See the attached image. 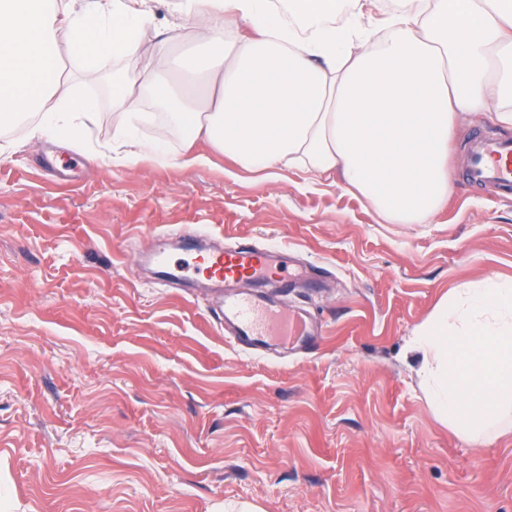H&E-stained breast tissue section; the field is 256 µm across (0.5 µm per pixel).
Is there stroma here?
I'll return each mask as SVG.
<instances>
[{
  "mask_svg": "<svg viewBox=\"0 0 512 512\" xmlns=\"http://www.w3.org/2000/svg\"><path fill=\"white\" fill-rule=\"evenodd\" d=\"M143 45L191 37L150 0ZM112 61L80 140L0 134V470L14 512H512V435L475 447L429 408L405 347L451 289L512 278V199L462 176L491 113L448 147L452 189L428 224L386 222L301 172L223 155L183 168L108 160ZM285 253L301 279L263 294L311 312L307 353L251 357L204 288L138 264L159 232Z\"/></svg>",
  "mask_w": 512,
  "mask_h": 512,
  "instance_id": "stroma-1",
  "label": "stroma"
}]
</instances>
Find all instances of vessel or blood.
<instances>
[{
  "instance_id": "1",
  "label": "vessel or blood",
  "mask_w": 512,
  "mask_h": 512,
  "mask_svg": "<svg viewBox=\"0 0 512 512\" xmlns=\"http://www.w3.org/2000/svg\"><path fill=\"white\" fill-rule=\"evenodd\" d=\"M465 177L474 185H490L501 196H512V140L478 132L468 150ZM183 259L167 262L161 253L147 254L163 280L191 288L199 267L208 271V286L216 295L220 312L235 345L261 352L273 342L289 343L308 350L314 347L317 333L302 311L288 313L275 309L273 301L255 293H240L242 280L264 278L280 287H288V264L274 253L249 245L213 246L206 236L191 228H182Z\"/></svg>"
}]
</instances>
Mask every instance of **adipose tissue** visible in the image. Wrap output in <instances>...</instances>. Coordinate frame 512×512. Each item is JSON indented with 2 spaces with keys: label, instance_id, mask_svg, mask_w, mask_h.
<instances>
[{
  "label": "adipose tissue",
  "instance_id": "adipose-tissue-1",
  "mask_svg": "<svg viewBox=\"0 0 512 512\" xmlns=\"http://www.w3.org/2000/svg\"><path fill=\"white\" fill-rule=\"evenodd\" d=\"M147 2L95 0L80 15L71 0H0V128L32 117V135L79 137L96 102L71 98L62 58L94 84L105 59L139 51ZM177 10L203 53L174 55L162 41L150 75H113L112 151L124 163L207 166L193 150L203 142L265 178L342 177L389 223L425 224L451 190L458 115L512 127V0H178ZM144 99L183 130L179 152L140 137Z\"/></svg>",
  "mask_w": 512,
  "mask_h": 512
}]
</instances>
